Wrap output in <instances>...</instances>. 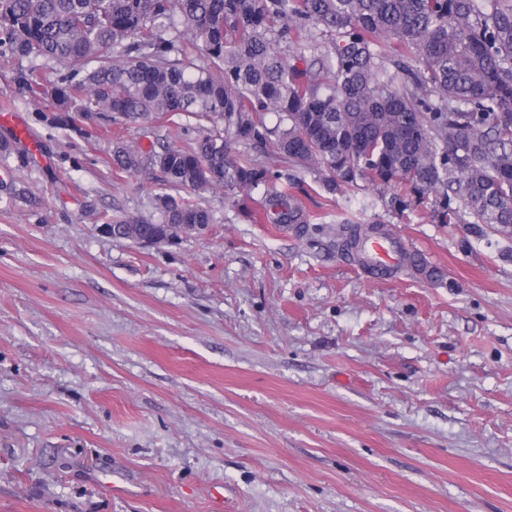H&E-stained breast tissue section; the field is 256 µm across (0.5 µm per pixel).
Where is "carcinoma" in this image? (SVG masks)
<instances>
[{
  "instance_id": "1",
  "label": "carcinoma",
  "mask_w": 512,
  "mask_h": 512,
  "mask_svg": "<svg viewBox=\"0 0 512 512\" xmlns=\"http://www.w3.org/2000/svg\"><path fill=\"white\" fill-rule=\"evenodd\" d=\"M23 58L68 70L15 74L59 125L206 123L160 151L115 143L114 176L166 189L160 220L115 228L211 224L180 191L214 188L245 194L255 224H306L291 167L318 170L332 195L360 180L432 194L439 223L512 236V0H0V66Z\"/></svg>"
}]
</instances>
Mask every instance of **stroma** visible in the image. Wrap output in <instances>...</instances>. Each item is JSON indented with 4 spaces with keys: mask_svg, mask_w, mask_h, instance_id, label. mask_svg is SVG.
Instances as JSON below:
<instances>
[{
    "mask_svg": "<svg viewBox=\"0 0 512 512\" xmlns=\"http://www.w3.org/2000/svg\"><path fill=\"white\" fill-rule=\"evenodd\" d=\"M0 70V512H512V239L430 201L301 172L305 224H212L171 244L102 235L159 219V182L114 178L115 141L194 121L51 123ZM16 119V120H17ZM431 274L369 279L344 226Z\"/></svg>",
    "mask_w": 512,
    "mask_h": 512,
    "instance_id": "stroma-1",
    "label": "stroma"
}]
</instances>
